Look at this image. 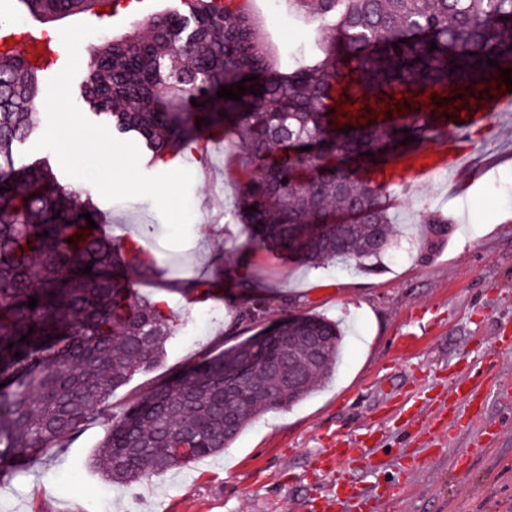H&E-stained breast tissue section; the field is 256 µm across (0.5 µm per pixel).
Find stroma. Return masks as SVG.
Segmentation results:
<instances>
[{"mask_svg":"<svg viewBox=\"0 0 512 512\" xmlns=\"http://www.w3.org/2000/svg\"><path fill=\"white\" fill-rule=\"evenodd\" d=\"M275 50H308L329 32L304 20L298 0H281L277 25L268 0H248ZM464 170L400 187L389 200L394 221L418 223L422 210L452 219L449 241L427 260H384L366 272L329 263L306 268L273 250L251 246L236 211L235 174L243 159L225 150L187 154L193 174L190 238L165 242L166 227L150 199L95 196L116 239L139 237L163 274L142 293L164 295L179 327L164 358L118 389L106 414L87 422L41 467L0 471V512H311L332 476L315 471L330 441L366 439L377 463L354 458L340 471L360 494L342 512H512V118L496 119L472 137ZM224 300L207 330L190 337L194 310L181 305L186 281L212 275ZM260 287L266 323L299 312L342 319L346 343L333 381L294 407L265 413L224 453L150 478L134 487L110 484L87 461L109 416L206 354L256 334L238 320ZM483 365L481 399L450 409L448 391L459 369ZM415 413L421 431L406 435ZM455 426L447 435V426ZM399 496L375 505L391 482Z\"/></svg>","mask_w":512,"mask_h":512,"instance_id":"stroma-1","label":"stroma"}]
</instances>
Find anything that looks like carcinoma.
Returning a JSON list of instances; mask_svg holds the SVG:
<instances>
[{
  "label": "carcinoma",
  "instance_id": "carcinoma-1",
  "mask_svg": "<svg viewBox=\"0 0 512 512\" xmlns=\"http://www.w3.org/2000/svg\"><path fill=\"white\" fill-rule=\"evenodd\" d=\"M21 2L47 19L101 18L113 5ZM299 3L335 36L284 72L248 10L190 0L184 13L152 15L143 33L100 43L81 98L115 137L136 141L149 166L191 148L202 130L223 133L244 156L243 215L253 244L309 268L336 261L370 268L401 246L386 204V167L448 140L443 106L463 94L459 80L478 84L512 69V0ZM61 57L59 48L36 65L0 52V187L9 188L0 193V462L24 467L42 463L106 410L112 393L154 365L176 335L165 300L133 294L126 278L128 270L153 275L156 258L130 263L137 240L89 228L81 214L92 212L90 198L61 184L48 159L17 165L14 146L37 137L31 114ZM489 57L498 65L488 66ZM252 75L244 86L260 95L217 98L220 86ZM428 89L435 109L406 99L407 113L372 119L369 101L396 105V95ZM443 91L448 96L436 98ZM342 97L363 104L367 123L337 120ZM406 129L417 140L401 145ZM305 146L312 150L299 151ZM420 232L431 249L448 241L453 224L429 212ZM88 265L91 273L79 272ZM220 285L191 280L184 293L205 301ZM259 336L256 345L247 338L202 357L130 405L108 426L92 467L131 486L218 455L264 413L306 401L342 361L345 333L328 317L292 314Z\"/></svg>",
  "mask_w": 512,
  "mask_h": 512
}]
</instances>
